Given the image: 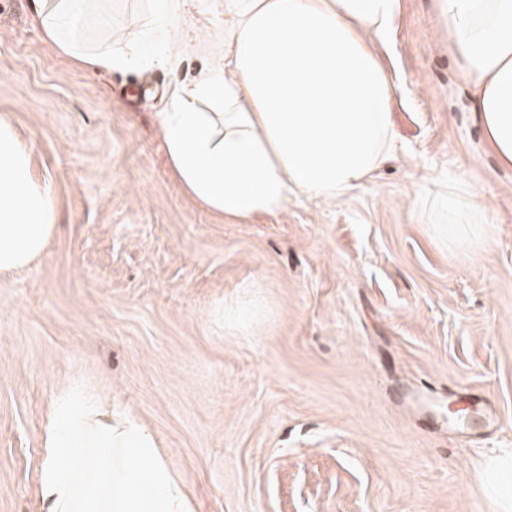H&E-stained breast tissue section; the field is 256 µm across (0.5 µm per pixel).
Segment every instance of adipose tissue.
<instances>
[{
  "label": "adipose tissue",
  "mask_w": 512,
  "mask_h": 512,
  "mask_svg": "<svg viewBox=\"0 0 512 512\" xmlns=\"http://www.w3.org/2000/svg\"><path fill=\"white\" fill-rule=\"evenodd\" d=\"M86 0H32L48 42L103 72L170 67L185 44L181 0H153L161 49L89 48L70 21ZM448 40L475 89L488 149L512 166V0H438ZM224 43L208 67L176 85L156 127L174 178L201 208L237 221L275 216L290 197L336 200L369 182L394 149L396 85L376 48L388 45L401 0H211ZM215 104L212 112L204 104ZM437 223L465 238L487 221L472 192L434 203ZM56 228L53 195L29 148L0 119V273L44 252ZM45 512H194L163 448L128 412L77 389L53 402L44 439Z\"/></svg>",
  "instance_id": "ef3b65f1"
}]
</instances>
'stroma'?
<instances>
[{
  "label": "stroma",
  "instance_id": "obj_1",
  "mask_svg": "<svg viewBox=\"0 0 512 512\" xmlns=\"http://www.w3.org/2000/svg\"><path fill=\"white\" fill-rule=\"evenodd\" d=\"M151 0H99L90 46H159ZM100 74L52 47L31 0H0V117L33 152L56 232L0 274V512H41L50 405L78 385L132 412L195 512H500L492 451H512V167L484 148L473 86L436 0H402L386 62L396 148L335 201L301 196L231 223L169 172L154 115L208 66ZM476 189L479 238L426 198ZM482 401L464 419L449 400Z\"/></svg>",
  "mask_w": 512,
  "mask_h": 512
}]
</instances>
